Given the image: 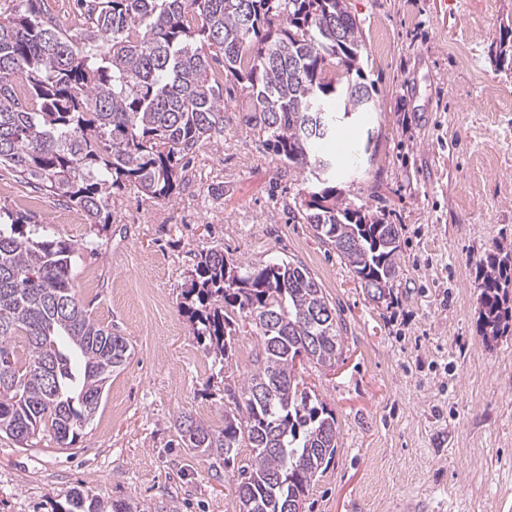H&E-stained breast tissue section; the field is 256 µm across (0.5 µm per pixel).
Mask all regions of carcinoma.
<instances>
[{"mask_svg": "<svg viewBox=\"0 0 512 512\" xmlns=\"http://www.w3.org/2000/svg\"><path fill=\"white\" fill-rule=\"evenodd\" d=\"M78 35L51 24L40 0H19L0 16V165L67 198L92 224L109 218L114 191L133 186L167 200L179 163L201 142L224 135L223 91L210 61L245 84V124L291 169L333 173L344 159L322 155L339 115L368 110L360 83L339 84L336 68L360 71L361 32L346 0H91ZM298 214L344 259L375 302L391 296L399 266L397 225L322 180ZM76 249L34 240L18 223L0 226V356L11 388L0 390V434L30 442L45 434L70 444L99 408L112 373L130 356L125 337L98 324L71 286ZM183 309L208 351L232 358L240 324L260 338L257 368L228 390L224 425L187 412L176 418L183 444L239 471V512H304L319 473L336 455L337 422L297 371L330 367L342 355L336 305L306 268L273 260L242 274L216 246L195 254ZM480 333L512 330V254L482 263ZM25 339L18 353L15 337ZM49 369L54 388L43 381ZM64 512H133L84 490Z\"/></svg>", "mask_w": 512, "mask_h": 512, "instance_id": "obj_1", "label": "carcinoma"}]
</instances>
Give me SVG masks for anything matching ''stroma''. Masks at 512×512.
<instances>
[{"label": "stroma", "instance_id": "stroma-1", "mask_svg": "<svg viewBox=\"0 0 512 512\" xmlns=\"http://www.w3.org/2000/svg\"><path fill=\"white\" fill-rule=\"evenodd\" d=\"M347 3L371 109L349 125L366 147L359 165L333 183L399 229L392 304L372 301L335 250L290 217L314 179L245 125L253 99L233 81L224 134L197 148L177 195L127 187L112 197L111 223H89L0 168V214L77 246V298L131 346L70 445L0 436V512H62L77 489L140 512H238L234 484L250 449L228 463L206 458L175 427L182 411L221 427L226 389L260 348L245 324L228 365L214 363L181 311L195 255L210 246L248 270L273 257L303 264L341 316V358L304 373L338 423L336 455L305 512H512V335L484 342L478 321L479 263L512 250V108L490 96L512 88V71L492 57L512 0Z\"/></svg>", "mask_w": 512, "mask_h": 512}]
</instances>
